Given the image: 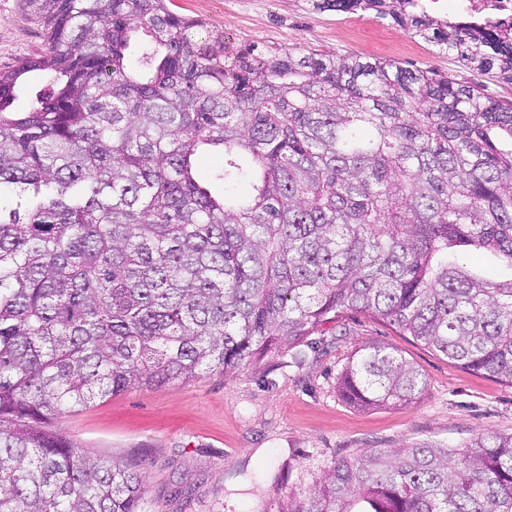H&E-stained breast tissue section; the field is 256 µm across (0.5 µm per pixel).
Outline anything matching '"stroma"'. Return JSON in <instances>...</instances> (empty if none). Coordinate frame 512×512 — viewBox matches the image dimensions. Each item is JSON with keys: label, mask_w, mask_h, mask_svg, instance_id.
I'll return each instance as SVG.
<instances>
[{"label": "stroma", "mask_w": 512, "mask_h": 512, "mask_svg": "<svg viewBox=\"0 0 512 512\" xmlns=\"http://www.w3.org/2000/svg\"><path fill=\"white\" fill-rule=\"evenodd\" d=\"M171 9L241 45L315 49L433 69L512 102V83L467 65L368 11L351 26L344 12L312 0H171ZM44 50L26 0H0V70ZM396 351L426 378L412 405L364 408L345 400L339 377L357 351ZM87 451L140 466L144 512H285L322 481L336 460L376 448L438 442L455 448L477 435L512 433V383L477 374L403 335L388 322L348 310L302 345L271 350L229 373L139 387L96 400L57 422Z\"/></svg>", "instance_id": "35a3bbf8"}]
</instances>
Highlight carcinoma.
I'll use <instances>...</instances> for the list:
<instances>
[{"label": "carcinoma", "mask_w": 512, "mask_h": 512, "mask_svg": "<svg viewBox=\"0 0 512 512\" xmlns=\"http://www.w3.org/2000/svg\"><path fill=\"white\" fill-rule=\"evenodd\" d=\"M46 50L0 70V512H143L138 466L82 450L65 413L232 371L346 310L512 383V104L391 61L257 49L167 0H28ZM412 34L512 82V35L405 15ZM146 42L131 57L133 35ZM47 77L17 110L23 77ZM222 152L215 195L195 158ZM369 345L342 396L425 391ZM286 512H512V434L342 459Z\"/></svg>", "instance_id": "obj_1"}]
</instances>
